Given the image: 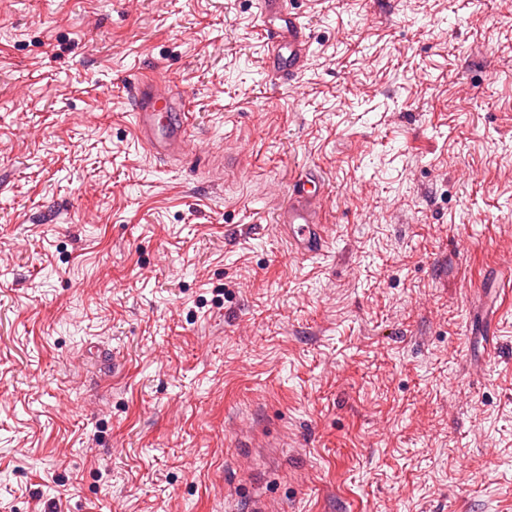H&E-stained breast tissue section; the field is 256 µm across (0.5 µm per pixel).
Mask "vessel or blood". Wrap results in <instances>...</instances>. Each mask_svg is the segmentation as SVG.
<instances>
[{"instance_id":"b4317fda","label":"vessel or blood","mask_w":512,"mask_h":512,"mask_svg":"<svg viewBox=\"0 0 512 512\" xmlns=\"http://www.w3.org/2000/svg\"><path fill=\"white\" fill-rule=\"evenodd\" d=\"M259 18L269 44L268 72L276 80L288 82L311 63L312 33L289 10L288 0H258ZM135 128L151 155L163 159L182 151L188 144L187 113L177 111L162 78L135 83L132 88ZM324 179L318 170L298 175L290 201L281 213L288 226L290 243L305 258L320 255L327 240L321 222V190Z\"/></svg>"}]
</instances>
